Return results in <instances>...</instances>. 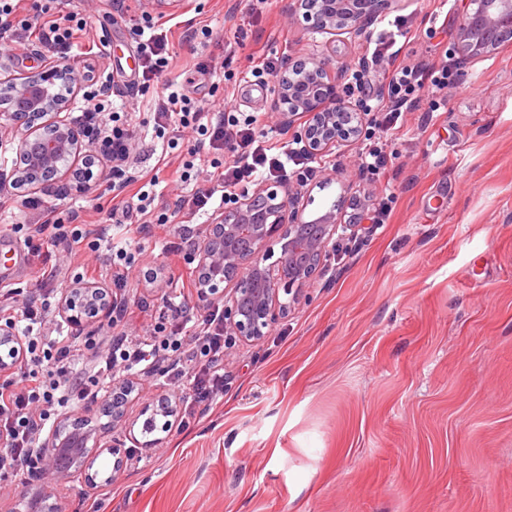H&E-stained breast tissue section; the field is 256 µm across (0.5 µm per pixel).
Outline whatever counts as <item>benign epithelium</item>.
Returning a JSON list of instances; mask_svg holds the SVG:
<instances>
[{"mask_svg": "<svg viewBox=\"0 0 512 512\" xmlns=\"http://www.w3.org/2000/svg\"><path fill=\"white\" fill-rule=\"evenodd\" d=\"M402 0H298L306 28L318 34H346L352 40L370 36L369 22L398 6ZM454 43L470 58L494 48L493 34L512 28V0H469ZM346 69L324 53H313L297 66L285 63L275 79L273 106L283 124L295 129V138L313 155L340 145L357 143L367 114L349 101ZM83 78L64 58H47L41 70L25 75L0 76V128L16 142V163L10 181L17 193L35 184L53 181L71 171L86 153L80 129L66 111L81 91ZM343 224L336 209L306 221L292 189L267 183L251 194L224 196V210L206 225L201 244L191 254L196 263L200 296L224 300L225 340L254 342L288 316L301 290L317 273L338 232L353 230ZM280 257L273 259L274 247ZM233 287L226 288L227 284ZM103 296L100 286L79 284L62 291L58 313L78 333L105 321L107 307L94 318L85 315ZM23 341L13 323H0V370L23 355ZM134 383L112 380V396L104 397L97 412L110 421L90 425L86 416H64L42 440L44 471L67 482V464H85L86 449L74 447V437L90 438L99 430L114 434L110 448H122L129 439L137 448H159L178 421L180 398L145 406L141 437L127 423V405L134 401Z\"/></svg>", "mask_w": 512, "mask_h": 512, "instance_id": "1", "label": "benign epithelium"}]
</instances>
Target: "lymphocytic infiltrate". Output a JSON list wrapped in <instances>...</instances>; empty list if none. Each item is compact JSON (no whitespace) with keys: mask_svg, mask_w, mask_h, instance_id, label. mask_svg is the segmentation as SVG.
<instances>
[{"mask_svg":"<svg viewBox=\"0 0 512 512\" xmlns=\"http://www.w3.org/2000/svg\"><path fill=\"white\" fill-rule=\"evenodd\" d=\"M73 0H0V47L38 41L46 53L58 56L71 52L78 38L87 32L89 22L72 8ZM392 30H380L371 52L373 65L387 75V95L371 92L370 82L356 81L361 106L378 112L379 126L396 130L403 113L419 101L427 89L437 93L447 88L451 76L448 65L433 66L415 61V48L398 43L395 30L401 19H394ZM137 44L141 62L140 79L116 81L101 78L93 64H86L83 79L91 89L90 104L82 107L75 121L89 145L98 146L100 155L111 164L110 205H95L94 213L124 226L130 237L153 235L152 204L156 198L149 188L157 176H150L148 189L137 188V179L128 175L127 163L134 151L133 130L113 128L110 100L135 93L140 82L150 81L169 65V40L156 21L142 15ZM154 126L160 137L175 143L193 137L192 157L175 169L176 182L190 179L194 159L211 151L231 150L232 159L219 172L222 184L255 183L263 179H291L289 165H303L308 153L303 149L284 152L270 144L260 113L237 117L232 104L213 109L211 103L174 89L154 103ZM38 239L76 255L78 246L90 235V228L67 224L55 208L41 207L32 226ZM224 306L210 302L203 313H194L181 302L170 301L149 336L124 334L109 344L99 357L100 373L135 374L155 362L160 353L180 354L168 372L172 382L189 380L191 402L180 411L181 419H191L199 406H211L224 394ZM81 351L80 338L66 339L52 334L31 337L24 344L23 364L18 379L0 386V473H20L40 469L39 439L54 407L88 404L97 400L98 375H84L75 369Z\"/></svg>","mask_w":512,"mask_h":512,"instance_id":"obj_1","label":"lymphocytic infiltrate"}]
</instances>
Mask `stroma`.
Masks as SVG:
<instances>
[{"label":"stroma","mask_w":512,"mask_h":512,"mask_svg":"<svg viewBox=\"0 0 512 512\" xmlns=\"http://www.w3.org/2000/svg\"><path fill=\"white\" fill-rule=\"evenodd\" d=\"M467 0H402L405 39L420 61H448L452 86L405 113L386 135L379 179L358 168L359 145L314 156L302 188L305 218L353 200H391L384 224L337 235L301 302L261 341L224 361V399L173 430L159 448L111 450L63 485L37 472L0 477V512H29L52 493L61 512H512V42L462 60L453 35ZM147 0H90L91 36L69 59L75 69L94 41L107 40V71L137 68L135 23ZM296 0H181L158 17L173 51L169 71L142 86L126 110L142 143L155 144L153 102L166 84L195 98L233 100L264 112L272 143L292 132L273 107L265 61L335 53L357 65L368 44L310 34ZM213 35L188 44V27ZM246 31L236 43L238 31ZM207 70H196V63ZM57 214L91 209L108 189V167L89 190L60 178ZM0 240L24 246L33 211L4 196ZM164 234L126 250L153 282L131 280L130 308L161 307L168 294Z\"/></svg>","instance_id":"obj_1"}]
</instances>
